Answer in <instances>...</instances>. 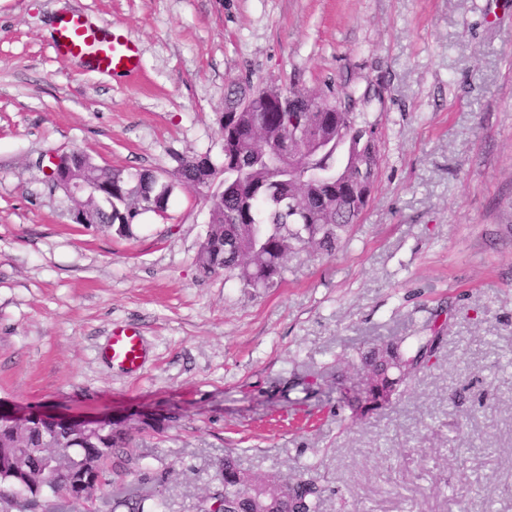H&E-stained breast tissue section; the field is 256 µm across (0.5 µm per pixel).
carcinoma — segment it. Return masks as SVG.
Instances as JSON below:
<instances>
[{
  "label": "carcinoma",
  "instance_id": "obj_1",
  "mask_svg": "<svg viewBox=\"0 0 512 512\" xmlns=\"http://www.w3.org/2000/svg\"><path fill=\"white\" fill-rule=\"evenodd\" d=\"M277 93L285 102L280 112L271 111L249 83L231 90L224 112L248 104L234 129L236 144L224 148L219 167L205 158L219 188L204 198L209 223L196 265L205 276L222 271L225 279L253 290L276 287L296 253L334 255L364 208L351 197V185L375 183L382 161L377 133L351 111V96L330 100L302 89ZM315 107L332 115V124H317ZM77 159L94 182L112 191L111 206H94L92 212L119 236L131 234L157 193H172L173 185L156 183L151 173L126 176L81 152ZM440 339L432 329L415 337L409 348L403 338L369 347L360 356L371 375L367 395H392L413 380ZM129 443L110 427L93 430L80 420L1 423L0 457L19 460L22 471L0 466V512H34L42 507V497L60 493L75 500L89 496L102 466L112 464L118 477L131 471L135 459L127 452ZM52 451L71 458L67 472H50L47 454ZM277 483L242 469L227 455L218 485L199 500L196 512H319L324 488L316 481L292 477L288 496L265 495V486ZM121 503L129 512L168 509L157 494L129 496Z\"/></svg>",
  "mask_w": 512,
  "mask_h": 512
}]
</instances>
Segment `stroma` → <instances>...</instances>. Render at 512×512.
Masks as SVG:
<instances>
[{"instance_id":"stroma-1","label":"stroma","mask_w":512,"mask_h":512,"mask_svg":"<svg viewBox=\"0 0 512 512\" xmlns=\"http://www.w3.org/2000/svg\"><path fill=\"white\" fill-rule=\"evenodd\" d=\"M69 13L121 26L136 74L63 59ZM353 94L382 164L334 256L300 252L251 293L195 262L208 209L183 158L222 164L231 86ZM75 150L171 183L133 233L73 223L46 183ZM512 0H0V404L107 417L141 467L125 488L195 512L225 456L324 487L320 512H512ZM439 327L429 368L366 415L340 401L374 343ZM136 328L143 369L102 349ZM316 377L320 393L301 380ZM111 470L91 500L128 512Z\"/></svg>"}]
</instances>
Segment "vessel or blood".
<instances>
[{"mask_svg": "<svg viewBox=\"0 0 512 512\" xmlns=\"http://www.w3.org/2000/svg\"><path fill=\"white\" fill-rule=\"evenodd\" d=\"M54 48L63 58L91 56L94 69L101 73H128L139 66L138 47L120 27L95 28L77 13L58 21ZM105 352L113 365L130 373L140 371L146 361L143 339L132 328H113Z\"/></svg>", "mask_w": 512, "mask_h": 512, "instance_id": "1", "label": "vessel or blood"}]
</instances>
